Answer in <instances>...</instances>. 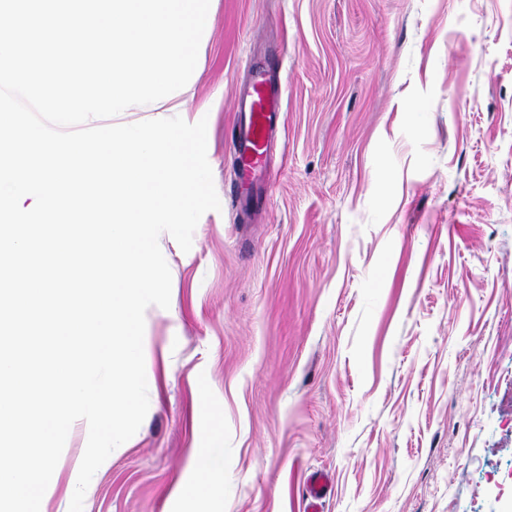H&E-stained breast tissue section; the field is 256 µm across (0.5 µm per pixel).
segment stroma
Instances as JSON below:
<instances>
[{
  "label": "stroma",
  "instance_id": "1",
  "mask_svg": "<svg viewBox=\"0 0 512 512\" xmlns=\"http://www.w3.org/2000/svg\"><path fill=\"white\" fill-rule=\"evenodd\" d=\"M202 53L182 107L223 202L190 251L159 242L149 410L83 512H304L316 471L320 512H512V0H217ZM265 56L284 127L246 218L230 134ZM194 464L199 476L196 491L202 496L213 495L217 488L218 478L210 458L206 454H196Z\"/></svg>",
  "mask_w": 512,
  "mask_h": 512
}]
</instances>
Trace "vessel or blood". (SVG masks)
Returning <instances> with one entry per match:
<instances>
[{
  "label": "vessel or blood",
  "instance_id": "obj_1",
  "mask_svg": "<svg viewBox=\"0 0 512 512\" xmlns=\"http://www.w3.org/2000/svg\"><path fill=\"white\" fill-rule=\"evenodd\" d=\"M252 90L247 102L248 117L232 138L238 152L237 183L229 191L232 203H241V188L266 171L273 138L281 130L283 112L280 89L271 86L263 67L250 63Z\"/></svg>",
  "mask_w": 512,
  "mask_h": 512
}]
</instances>
